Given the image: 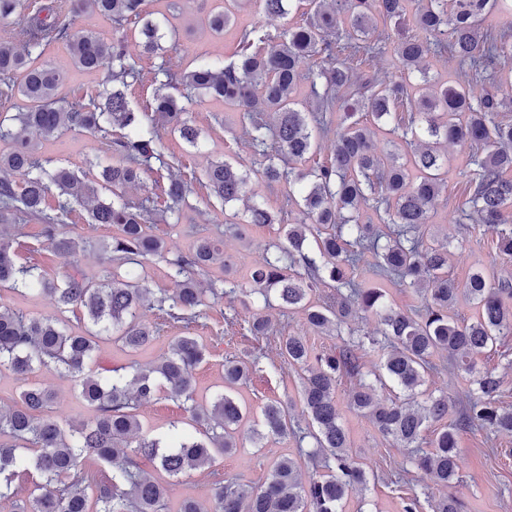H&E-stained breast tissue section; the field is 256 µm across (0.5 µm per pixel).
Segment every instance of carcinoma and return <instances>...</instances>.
Here are the masks:
<instances>
[{"instance_id":"cac0c4a2","label":"carcinoma","mask_w":512,"mask_h":512,"mask_svg":"<svg viewBox=\"0 0 512 512\" xmlns=\"http://www.w3.org/2000/svg\"><path fill=\"white\" fill-rule=\"evenodd\" d=\"M146 0H0V25L15 24L13 39L0 40V98L20 95L24 110L0 115V289L50 298L52 317H30L0 308V365L20 376L49 368L70 378L94 409L87 421L63 427L49 415L55 401L46 387L29 385L18 406L0 411V499L11 498L15 512H170L168 485L148 475L141 460L178 477L212 464L217 453L238 448L239 429L248 412L234 393L256 372L253 352L224 360V390L211 403L196 398L192 371L205 359L206 347L190 332L206 316L211 301L234 296L245 286L230 277L223 249L209 235L190 251L166 257L165 242L149 233L153 224L179 220L190 187L171 173L179 162L160 151L159 131L186 145L198 144L199 130L182 100L209 99L242 115L253 154L262 158L266 181L288 186V209L300 219L285 227L284 242L266 252L246 273L252 291L265 302L302 313L308 326L336 334L339 343L315 353L300 336H276L271 322L257 313L247 331L277 337L279 355L301 370L305 411L316 431L308 458L324 459L328 474L305 488L297 460H274L266 479L251 491L215 471L209 512H344L354 491L367 484V472L350 453V439L336 405V387L344 378L357 386L350 407L366 416L386 440L410 449V463L437 485L457 478V436L467 428L512 434V409L499 405L501 378L477 368V357L512 335V280L492 281L473 273L467 292L477 313L471 321L450 315L458 288L448 277V249L427 239L426 228L440 194L447 189L448 156L443 144L469 153L474 166L465 184V204L474 223L495 236V248L512 257V121L499 118L508 104L488 92L473 98L456 81L429 91L430 61L448 55L467 67L474 80L493 77L512 59V0H257L266 16L302 10L301 22L273 37L255 23L242 27L235 51L222 64L197 61L172 71L160 63L145 72L127 58L126 39L140 40L144 54L162 50L157 23L145 19ZM238 0H224V11L210 26L221 32ZM90 9L112 23L107 39L78 30L68 20ZM399 64V79L386 81L370 70L385 46ZM54 47L66 48L75 66L98 72L94 92L59 105L63 75L40 58ZM316 60L302 72L299 64ZM148 81L152 100L136 111L125 94L131 84ZM310 84L312 103L295 96ZM182 89L177 98L168 89ZM348 101L339 121L336 106ZM386 135L402 133L406 149L381 156L365 118ZM317 130L335 137L324 163H311L318 151ZM69 132L88 133L106 145L113 161L96 154L92 178L51 164L39 153L43 140ZM158 163L153 167L152 163ZM154 170L155 192L129 197L144 170ZM209 197L221 205L243 200L247 174L237 160L213 161L205 172ZM112 192V200L101 192ZM84 206L90 224H112L118 235L99 249L109 254L98 279L79 274L49 275L38 262H21L10 229L41 225V237L53 252L68 258L79 242L66 231L67 220ZM370 207L377 222L360 219ZM239 223L264 226L281 220L265 206L245 204ZM316 252L319 258L309 256ZM371 257L376 281L356 280L355 270ZM147 257L167 264L176 288H151L136 267ZM224 265V286H202L199 276L214 262ZM336 291L323 298L314 292L326 282ZM411 288L421 305L404 310L391 303L387 283ZM157 309L181 327L167 353L146 366L132 361L112 369L97 363V340L109 337L134 354L148 347L157 328L141 317ZM81 309L90 327L68 330L66 313ZM377 321L381 339L363 338L342 328L360 314ZM386 349L381 372L363 371L365 344ZM444 353L477 385L455 422L427 442L429 424L448 418L451 400L425 394L432 357ZM391 382L404 398L381 400L376 385ZM182 403L189 419L205 426L200 436L179 431L164 438L142 433L136 410L158 393ZM422 400H417V397ZM261 429L252 439L288 434V403L274 401L261 410ZM94 458L111 469L99 479L72 474ZM20 471L38 480L29 492L14 485ZM432 512H463L453 495L439 498Z\"/></svg>"}]
</instances>
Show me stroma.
Wrapping results in <instances>:
<instances>
[{"label": "stroma", "instance_id": "obj_1", "mask_svg": "<svg viewBox=\"0 0 512 512\" xmlns=\"http://www.w3.org/2000/svg\"><path fill=\"white\" fill-rule=\"evenodd\" d=\"M217 6V0H147L146 10L165 33L162 56L168 66L181 70L196 60L222 61L232 52L239 30L247 21L258 22L268 33L276 36L300 19L296 13L276 18L262 16L258 13L256 0H243L234 18L219 35L209 27V19ZM187 108L200 130L198 147H189L180 139L165 134L161 137V148L164 154L180 159L181 164L175 167L174 172L192 187L191 207L185 211L180 223L157 224L152 232L164 239L172 257L188 252L199 234H219L224 253L233 263V275L241 281L248 267L261 258L265 246L283 241V232L275 225L254 226L243 240L225 232V221L233 213L241 211L243 205L238 202L224 207L210 202L204 188L205 169L212 160L224 156L240 159L252 170L249 188L255 200L276 212L288 208L286 190L280 185L267 186L261 177V165L245 141L237 110L209 100L189 102ZM98 146V141L89 134L70 133L63 141L43 142L40 152L54 164L83 173L87 170V155L93 154ZM467 175L464 151L457 147L449 148L448 187L435 207L432 223L436 240L446 242L448 246V275L458 288L451 315L457 320H470L475 316V305L466 290L473 272L483 270L499 277L512 275V260L498 257L491 235L480 231L464 212L463 189ZM21 231L22 246L35 247V260L49 266L56 274L63 275L77 269L91 278L100 275L102 260L96 250L90 249L62 259L53 253L48 242L39 239V225L27 224ZM252 314V308L237 297L214 304L208 309L206 318L194 325V336L207 348L204 361L194 371L198 397L206 401L215 391L223 389L225 357L256 345L260 348L259 370L251 385L241 390V399L254 411L274 399L288 401L291 424L306 426L307 415L298 371L283 362L274 342H257L241 331L242 326L251 321ZM267 314L278 333L304 337L314 351L329 350L337 343L336 336L309 328L300 312L286 313L275 305L268 308ZM228 315L235 317L238 332H226L224 318ZM143 318L160 329L155 343L133 357L146 364L157 360L167 350L177 329L154 309L146 310ZM97 355L100 365L108 368L127 364L133 359L109 339L100 340ZM432 361L436 369L429 376V390L447 393L453 402L471 390L468 376L458 372L446 356L435 355ZM30 383L40 384L55 393L53 414L61 424L92 416V409L80 398L73 383L46 369L34 371L23 379L8 367L0 366V407H13L21 391ZM352 385L349 378L339 384L338 408L349 432L352 451L363 463L370 479L365 488L348 497L345 512H402L401 496H415L422 500L440 497L445 490L415 470H411L410 485L403 487L402 491H395L389 484L390 475L409 468V453L407 449L395 447L384 440L367 418L351 409L347 393ZM185 417L179 402L164 395L157 396L139 409L143 431L152 436L167 434L173 422ZM239 442L235 452L216 456L213 466L223 471L226 477L240 479L242 484L260 485L271 462L283 456L298 459L302 483L319 479L325 473L324 468L313 467L305 456L313 446L312 439L299 443L289 436L259 447L250 439L248 429L244 428L240 431ZM447 491L463 500L465 512H512V435L491 434L484 430L461 432L458 437V478Z\"/></svg>", "mask_w": 512, "mask_h": 512}]
</instances>
